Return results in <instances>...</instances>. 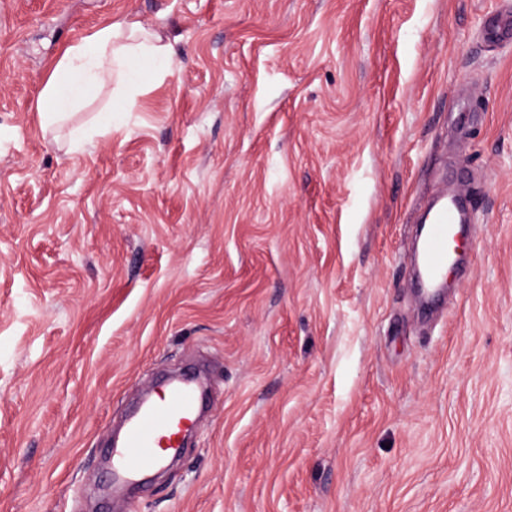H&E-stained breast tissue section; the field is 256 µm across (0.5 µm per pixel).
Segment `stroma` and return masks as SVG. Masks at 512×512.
Masks as SVG:
<instances>
[{
  "label": "stroma",
  "instance_id": "obj_1",
  "mask_svg": "<svg viewBox=\"0 0 512 512\" xmlns=\"http://www.w3.org/2000/svg\"><path fill=\"white\" fill-rule=\"evenodd\" d=\"M511 8L0 0V512H512ZM126 17L170 74L42 128L53 64ZM446 187L470 269L424 314ZM200 366L191 442L115 493L113 429ZM432 211L416 262V279L421 285L419 296L427 305L440 296V287L455 262L457 234L471 218L467 197L457 194H440Z\"/></svg>",
  "mask_w": 512,
  "mask_h": 512
}]
</instances>
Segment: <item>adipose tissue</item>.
<instances>
[{
  "mask_svg": "<svg viewBox=\"0 0 512 512\" xmlns=\"http://www.w3.org/2000/svg\"><path fill=\"white\" fill-rule=\"evenodd\" d=\"M144 70L158 78L171 70L169 49L158 37L136 21H116L98 29L70 45L57 61L41 93L47 104L40 113L43 126L68 119L86 102L91 88L137 84Z\"/></svg>",
  "mask_w": 512,
  "mask_h": 512,
  "instance_id": "ef3b65f1",
  "label": "adipose tissue"
}]
</instances>
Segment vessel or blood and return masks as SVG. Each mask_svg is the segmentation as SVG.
Instances as JSON below:
<instances>
[{
    "instance_id": "vessel-or-blood-1",
    "label": "vessel or blood",
    "mask_w": 512,
    "mask_h": 512,
    "mask_svg": "<svg viewBox=\"0 0 512 512\" xmlns=\"http://www.w3.org/2000/svg\"><path fill=\"white\" fill-rule=\"evenodd\" d=\"M432 211L416 262L419 296L427 305L439 297L455 262L457 235L471 218L467 197L457 194H440ZM200 405V389L187 378L172 379L156 397L144 399L112 442L114 485L138 483L147 473L163 468L178 453L183 432L193 425Z\"/></svg>"
}]
</instances>
